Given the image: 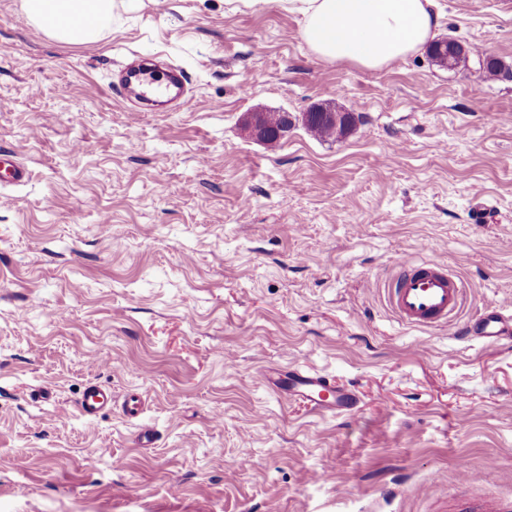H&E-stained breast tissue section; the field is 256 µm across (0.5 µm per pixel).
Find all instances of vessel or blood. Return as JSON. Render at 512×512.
<instances>
[{
    "label": "vessel or blood",
    "instance_id": "1",
    "mask_svg": "<svg viewBox=\"0 0 512 512\" xmlns=\"http://www.w3.org/2000/svg\"><path fill=\"white\" fill-rule=\"evenodd\" d=\"M126 85L145 104L155 106L180 95L182 78L175 71L137 65L127 70ZM27 177L26 168L12 153H0V181L20 184ZM384 296L389 309L401 322L452 331L456 328L466 290L445 265L405 261L385 284ZM479 324L478 337L485 343L496 344L512 337V304L486 301ZM261 379L284 399L303 404L314 412L340 416L359 407V397L353 389L336 384L325 374L291 368L266 371ZM111 406V394L95 385L87 387L79 404L81 413L87 417L97 416Z\"/></svg>",
    "mask_w": 512,
    "mask_h": 512
}]
</instances>
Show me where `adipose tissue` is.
<instances>
[{
    "label": "adipose tissue",
    "mask_w": 512,
    "mask_h": 512,
    "mask_svg": "<svg viewBox=\"0 0 512 512\" xmlns=\"http://www.w3.org/2000/svg\"><path fill=\"white\" fill-rule=\"evenodd\" d=\"M125 0H21L28 24L67 44L111 32ZM234 10L276 4L300 15L301 36L318 58L377 71L419 53L440 27L436 0H225Z\"/></svg>",
    "instance_id": "obj_1"
}]
</instances>
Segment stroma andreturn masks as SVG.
<instances>
[{
    "label": "stroma",
    "instance_id": "obj_1",
    "mask_svg": "<svg viewBox=\"0 0 512 512\" xmlns=\"http://www.w3.org/2000/svg\"><path fill=\"white\" fill-rule=\"evenodd\" d=\"M438 3L467 65L370 72L315 57L273 5L134 0L74 45L0 0V151L30 172L0 183V512L512 506V343L406 326L377 290L434 260L464 283L462 320L512 301V0ZM136 57L183 69L186 104L125 100ZM316 105L353 128L313 136ZM257 109L296 123L255 140ZM291 366L359 410L320 415L258 378ZM92 382L112 408L88 418Z\"/></svg>",
    "mask_w": 512,
    "mask_h": 512
}]
</instances>
